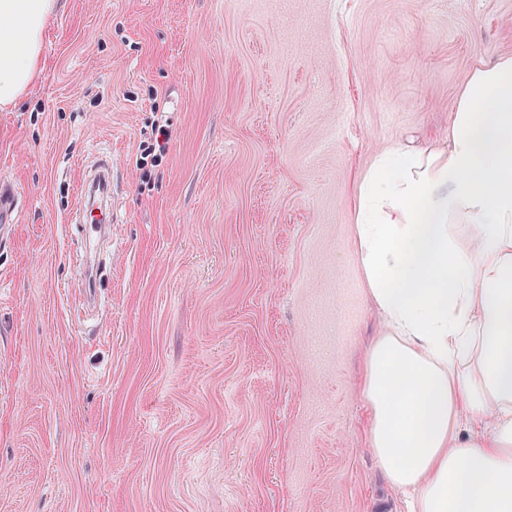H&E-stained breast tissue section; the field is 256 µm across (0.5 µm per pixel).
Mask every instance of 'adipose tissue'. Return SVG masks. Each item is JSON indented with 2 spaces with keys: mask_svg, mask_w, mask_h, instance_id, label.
I'll return each instance as SVG.
<instances>
[{
  "mask_svg": "<svg viewBox=\"0 0 512 512\" xmlns=\"http://www.w3.org/2000/svg\"><path fill=\"white\" fill-rule=\"evenodd\" d=\"M56 0H0V110L41 74ZM355 233L384 332L361 380L407 512H512V56L477 63L448 133L383 150Z\"/></svg>",
  "mask_w": 512,
  "mask_h": 512,
  "instance_id": "ef3b65f1",
  "label": "adipose tissue"
}]
</instances>
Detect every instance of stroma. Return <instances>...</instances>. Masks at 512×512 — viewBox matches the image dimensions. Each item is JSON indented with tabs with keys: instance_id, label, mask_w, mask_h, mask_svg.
Returning <instances> with one entry per match:
<instances>
[{
	"instance_id": "stroma-1",
	"label": "stroma",
	"mask_w": 512,
	"mask_h": 512,
	"mask_svg": "<svg viewBox=\"0 0 512 512\" xmlns=\"http://www.w3.org/2000/svg\"><path fill=\"white\" fill-rule=\"evenodd\" d=\"M512 0H60L0 110V512H405L359 384L354 232L390 145L447 134ZM171 137L137 161L151 125ZM112 158L95 269L72 215Z\"/></svg>"
}]
</instances>
